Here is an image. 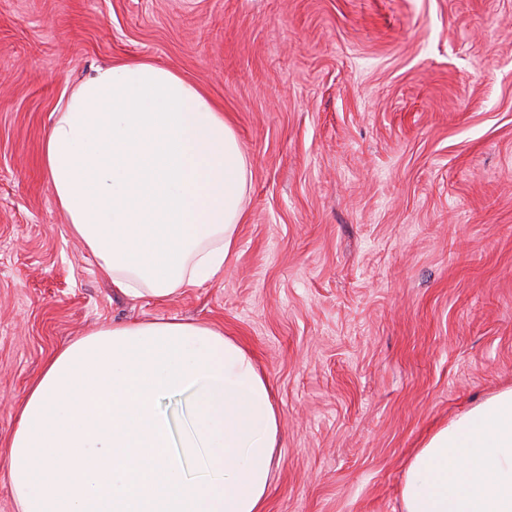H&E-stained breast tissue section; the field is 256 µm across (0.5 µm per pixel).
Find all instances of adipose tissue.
I'll use <instances>...</instances> for the list:
<instances>
[{
  "label": "adipose tissue",
  "instance_id": "adipose-tissue-1",
  "mask_svg": "<svg viewBox=\"0 0 512 512\" xmlns=\"http://www.w3.org/2000/svg\"><path fill=\"white\" fill-rule=\"evenodd\" d=\"M43 166L71 233L119 293L165 303L223 275L250 165L221 108L174 70L96 68L54 118ZM280 438L247 348L194 321H120L46 362L5 462L19 512H265ZM401 503L512 512V387L423 441Z\"/></svg>",
  "mask_w": 512,
  "mask_h": 512
}]
</instances>
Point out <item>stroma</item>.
I'll use <instances>...</instances> for the list:
<instances>
[{
	"label": "stroma",
	"instance_id": "stroma-1",
	"mask_svg": "<svg viewBox=\"0 0 512 512\" xmlns=\"http://www.w3.org/2000/svg\"><path fill=\"white\" fill-rule=\"evenodd\" d=\"M125 58L202 88L251 162L223 277L164 304L99 275L42 166ZM160 317L270 381L266 512H402L424 436L512 385V0H0V445L62 346Z\"/></svg>",
	"mask_w": 512,
	"mask_h": 512
}]
</instances>
